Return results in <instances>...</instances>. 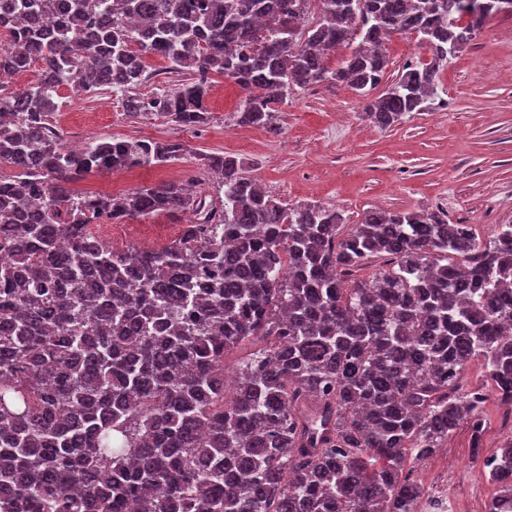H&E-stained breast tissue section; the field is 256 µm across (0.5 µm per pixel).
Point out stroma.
Masks as SVG:
<instances>
[{"instance_id":"stroma-1","label":"stroma","mask_w":512,"mask_h":512,"mask_svg":"<svg viewBox=\"0 0 512 512\" xmlns=\"http://www.w3.org/2000/svg\"><path fill=\"white\" fill-rule=\"evenodd\" d=\"M388 74L411 61L431 59L412 35L385 41ZM64 101L50 117L64 143L93 139L179 141V161L132 170L91 171L72 191L119 196L167 182L190 184L200 195H217L212 171L198 153L237 157L280 202L335 207L348 223H360L373 209L439 211L449 223L471 225L490 242L501 224H512V15L495 16L476 39L448 57L437 71L435 93L422 111L381 128L367 119L361 97L348 87L295 90L279 105L275 127L236 122L244 90L213 75L207 95L210 119L183 127L160 115H133L124 93L78 94L59 89ZM184 215L159 213L97 227V235L118 248L158 249L178 238ZM485 431L473 444L461 422L443 448L412 463L423 488L449 478L458 512H490L497 492L483 459L512 442V406L488 401Z\"/></svg>"}]
</instances>
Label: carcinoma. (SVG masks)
I'll return each instance as SVG.
<instances>
[{"mask_svg": "<svg viewBox=\"0 0 512 512\" xmlns=\"http://www.w3.org/2000/svg\"><path fill=\"white\" fill-rule=\"evenodd\" d=\"M64 14L51 29L43 19ZM512 0H0V69L37 80L0 112V512H415L404 472L491 398L512 406V224L479 243L441 213L285 205L237 158L202 154L216 204L181 184L74 197L92 170L180 159L177 141L68 150L57 88L126 92L131 114L207 123L210 75L244 90L237 123L267 127L296 89L347 86L387 128L434 94L440 62ZM432 54L386 75L382 46ZM350 49L336 63L339 46ZM194 216L158 251L115 250L87 226ZM64 242L67 248H59ZM254 353L224 400V355ZM479 360L483 386L463 383ZM512 500V442L484 459ZM384 52L389 61L388 74L391 81L402 70V67L409 61L420 60L422 62L431 61V53L428 48L421 44L414 35H393L383 44ZM386 77V79H387ZM384 80L370 97H376L383 89L387 80Z\"/></svg>", "mask_w": 512, "mask_h": 512, "instance_id": "obj_1", "label": "carcinoma"}]
</instances>
